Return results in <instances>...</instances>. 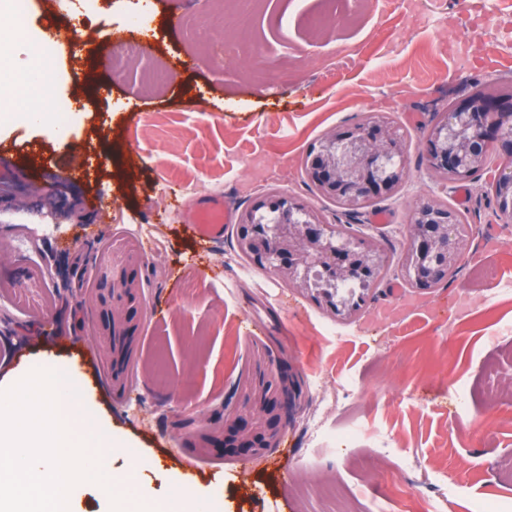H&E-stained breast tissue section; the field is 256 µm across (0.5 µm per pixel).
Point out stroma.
I'll use <instances>...</instances> for the list:
<instances>
[{
    "label": "stroma",
    "mask_w": 512,
    "mask_h": 512,
    "mask_svg": "<svg viewBox=\"0 0 512 512\" xmlns=\"http://www.w3.org/2000/svg\"><path fill=\"white\" fill-rule=\"evenodd\" d=\"M36 0L27 37L77 26L47 77L78 101L63 135L28 119L0 93V390L54 364L80 381L77 400L120 451L113 488L150 492L165 512L180 483L203 512H512V401L489 403L487 370L512 377V227L495 220L492 171L464 185L435 181L425 137L436 112L475 85L512 86V42L484 35L466 66L450 50L466 35L460 0H340L352 20L334 38L313 36L321 0H264L237 23L236 0ZM223 23L238 44H257L262 75L225 67L203 27ZM121 32L140 55L116 67ZM171 81L144 88L155 68ZM375 113L407 136L409 177L392 197L343 212L308 180L309 149L333 128ZM78 165L82 178L65 172ZM194 180L223 195L233 217L206 240L185 224ZM266 195H287L349 236L380 242L393 265L348 318L238 256L237 217ZM103 197L102 212L87 203ZM431 197L472 236L460 268L434 288L411 287L394 262L413 205ZM384 222H375V215ZM114 268L140 260L144 314L121 394L94 345L99 312L77 301L95 285L77 277L78 251ZM34 265L44 303L22 306L12 281ZM395 300L397 324L372 323ZM289 369L300 396L276 447L261 457L225 449V420L248 418L255 378ZM338 399L321 400L325 388ZM322 409L327 432L308 444ZM191 425H184V418Z\"/></svg>",
    "instance_id": "obj_1"
}]
</instances>
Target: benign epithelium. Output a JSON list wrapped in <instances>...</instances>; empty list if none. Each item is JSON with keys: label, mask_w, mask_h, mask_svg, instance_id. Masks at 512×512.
Masks as SVG:
<instances>
[{"label": "benign epithelium", "mask_w": 512, "mask_h": 512, "mask_svg": "<svg viewBox=\"0 0 512 512\" xmlns=\"http://www.w3.org/2000/svg\"><path fill=\"white\" fill-rule=\"evenodd\" d=\"M430 175L445 184L468 180L488 168L491 155L500 159L491 190L496 217L512 224V91L493 84L480 87L459 103L436 114L425 141ZM407 142L400 127L375 114L331 130L306 161L309 181L343 209L356 211L369 202L392 196L408 177ZM472 236L458 214L432 198L412 208L398 265L406 280L423 290L455 273ZM236 250L242 257L272 270L303 291H314L334 313L350 316L355 304L337 297L336 284L358 278L372 286L383 277L387 257L372 239L351 240L338 224H328L282 195L262 197L239 219ZM138 263L115 273L106 269L98 288L80 303L98 306V348L112 368V388L122 384L115 369L114 338L135 333L143 312ZM249 401L263 415L240 426L224 427V447L245 448L254 457L273 447L282 416L296 406L289 376H260Z\"/></svg>", "instance_id": "1"}]
</instances>
